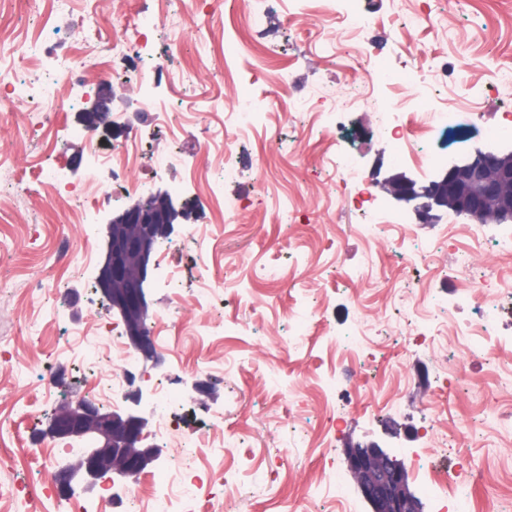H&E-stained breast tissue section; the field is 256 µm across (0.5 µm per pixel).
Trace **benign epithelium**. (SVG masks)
Returning <instances> with one entry per match:
<instances>
[{
  "mask_svg": "<svg viewBox=\"0 0 512 512\" xmlns=\"http://www.w3.org/2000/svg\"><path fill=\"white\" fill-rule=\"evenodd\" d=\"M112 111V95L105 87L98 89L88 114L91 120L85 128L95 130L99 119ZM512 162L492 152H476L471 159L454 163L441 178L418 190L408 180L386 181V191L398 202L413 206V211L423 223L435 218L434 211L442 209L445 196L455 199L461 215L484 221L487 207L493 200L499 201L501 218L512 221ZM165 213L156 209L133 206L115 218V222L129 226V232L121 238H108L107 253L100 269L97 284L109 309L123 320L142 314L149 308V252L155 230L163 225ZM170 232L173 226H163ZM139 255L137 265L128 262L131 255ZM122 282L125 287L112 292V283ZM126 335L131 348L146 358L154 357L155 351L145 327L129 323ZM134 408L125 412H102L93 403L78 398L59 406L48 422L47 435L52 439L84 444L79 464L59 471L57 480L63 491L72 482L94 484L99 480L121 485L138 478L160 455L161 449L145 443L144 429L147 419L137 409L141 393L130 394ZM350 471L357 478L362 496L371 506V512H417L418 504L406 481L403 461L387 450L371 445L366 448H350L347 451Z\"/></svg>",
  "mask_w": 512,
  "mask_h": 512,
  "instance_id": "obj_1",
  "label": "benign epithelium"
}]
</instances>
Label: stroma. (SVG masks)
<instances>
[{"instance_id": "stroma-1", "label": "stroma", "mask_w": 512, "mask_h": 512, "mask_svg": "<svg viewBox=\"0 0 512 512\" xmlns=\"http://www.w3.org/2000/svg\"><path fill=\"white\" fill-rule=\"evenodd\" d=\"M368 23L354 50L378 54L386 70H447L433 89L452 112L474 110L475 126L439 129L433 142L398 161L380 135L383 110L399 95L360 89L355 57L336 55L322 29H291L292 14L309 12L348 28L336 0H0V512H61L56 476L61 443L41 438L61 403L90 396L109 338L95 319L122 327L97 285L113 216L149 195L169 193L186 205L168 240L166 256L152 254L149 322H161L155 356H135V373H149L178 393L173 406L153 410L142 389L148 441L170 450L177 433L160 425L172 416L211 428L216 445L182 455L180 468L212 474L193 489L197 512H338L337 495L371 512L346 463L347 448L378 443L402 460L423 512H437L427 485L434 475L467 469L448 494L462 512H512V253L500 236L511 223L480 225L478 237L444 235L447 212L420 223L411 205L392 212L416 225L417 238L379 228L351 212L348 187L333 162L343 149L370 191L385 197L395 175L424 186L443 167L476 152L512 151V140L491 143L485 128L497 118L484 96L496 75H512V0H356ZM151 17V57L117 49L131 36L129 20ZM169 61L170 85L157 97L178 120L202 113L189 136L171 140L154 112L132 108L133 86L116 83L129 71L149 73L152 56ZM98 64L93 85L112 88V123L95 136L110 145L111 127L141 136L136 170L100 172L101 201L89 221L54 178L69 186L89 174L81 109L91 87L55 85L73 60ZM55 85L61 109L44 103ZM250 88L262 120L235 145L233 170L204 180L219 167L216 152L199 145L222 137L242 88ZM314 105L292 112L289 98ZM175 153L162 172L156 155ZM141 191L119 194L124 182ZM195 239H188V231ZM89 247L83 260L81 247ZM424 249L430 265L410 267ZM181 273L178 290L165 288L167 269ZM499 280L496 288L482 279ZM499 317L492 335L464 341H410L415 310L435 324L473 323L486 302ZM316 311L305 324L302 308ZM369 329V370L345 368L329 334ZM87 336L86 360L65 353L72 330ZM235 370L220 375L224 362ZM55 389H47L44 372ZM434 450L417 455L427 428ZM24 483L42 492L37 508L17 494Z\"/></svg>"}]
</instances>
